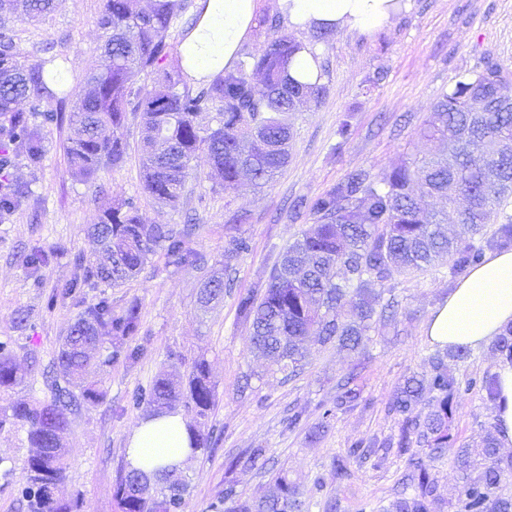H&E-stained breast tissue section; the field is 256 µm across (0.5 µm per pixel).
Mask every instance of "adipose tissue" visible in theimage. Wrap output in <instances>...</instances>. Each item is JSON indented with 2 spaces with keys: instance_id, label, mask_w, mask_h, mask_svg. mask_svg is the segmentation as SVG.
I'll list each match as a JSON object with an SVG mask.
<instances>
[{
  "instance_id": "adipose-tissue-1",
  "label": "adipose tissue",
  "mask_w": 512,
  "mask_h": 512,
  "mask_svg": "<svg viewBox=\"0 0 512 512\" xmlns=\"http://www.w3.org/2000/svg\"><path fill=\"white\" fill-rule=\"evenodd\" d=\"M204 10L182 44V65L190 77L215 76L233 67L251 32L255 0H201ZM295 25L368 32L390 21L393 0H278ZM512 325V251L485 257L458 283L428 323L431 341L479 346ZM194 435L177 412L150 414L127 436L128 469L148 473L179 468L193 455Z\"/></svg>"
}]
</instances>
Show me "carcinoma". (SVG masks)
<instances>
[{
    "label": "carcinoma",
    "instance_id": "carcinoma-1",
    "mask_svg": "<svg viewBox=\"0 0 512 512\" xmlns=\"http://www.w3.org/2000/svg\"><path fill=\"white\" fill-rule=\"evenodd\" d=\"M53 6L54 0H0V141L6 149L23 146L34 165L41 161V125L33 124L29 112L19 108L26 100L30 112H41L42 125L67 120L76 126L64 150L72 176L81 180H93L102 169L126 162L127 144L120 130L131 112L140 118L142 183L153 200L179 204L191 175L190 163L200 151L207 153L224 190H234L243 173L261 188L288 162L293 99L319 102L327 92L322 83L303 84L290 77L289 68L305 45L280 33L277 15L266 14L260 20L270 37L257 53L248 55L253 63L243 60L195 88L185 80L179 62L170 58L167 43L185 10L183 0H153L146 10L140 0H103L97 23L106 41L100 63L89 70L86 89L70 113L42 112V101L55 96L53 86L62 76L46 70V63H30L22 56L11 17L38 20ZM141 72L154 75L152 86L143 90L134 88ZM253 72L263 78L261 94L252 84ZM498 73L489 66L465 77L437 102L421 134L443 140L446 154L416 157L381 180L354 170L326 194L302 201L316 223L288 246L264 287L238 298V312L250 326L253 347L270 357L278 370L289 377L304 370L303 342L309 336L321 345L336 342L356 350L368 336L374 316L382 319L396 313L395 298L385 297L394 275L427 270L446 257L448 274L454 277L480 265L485 250L512 247V217L503 213L512 197V109L500 104ZM214 106L219 107L217 124L203 132L197 118ZM475 142L483 146L479 157L470 150ZM28 193L26 185L8 188L0 195V215L11 213ZM421 195L450 204L463 197L466 206L456 212L454 223L462 226L464 235L448 236L443 231L448 216L425 212L417 202ZM499 214L502 222L487 231V224ZM196 228L190 220L180 229L144 224L132 201L110 199L90 228L105 259L77 257L79 272L48 304L100 283L120 286L135 278L158 249L176 268L200 266L202 254L189 246ZM249 251V241L234 236L224 259L229 262ZM230 288L229 278H209L201 305L210 306ZM138 331L135 307L117 314L109 297L99 296L61 339L57 362L64 377L50 380L51 399L11 403L0 412V428L8 423L28 426V442L35 448L27 461L28 512H73L79 507L58 495L67 470L62 433L69 426V414L105 398L100 384L87 377L90 353L107 346L111 351L106 362L121 355L135 361L140 348L124 351L122 346ZM490 349L512 362V326ZM447 358L446 353L431 357L430 373L407 378L392 400L391 410L403 416L399 450L407 452L415 443L425 452L411 456L412 471L385 512H433L437 485L432 470L453 439V404L462 390L474 385L463 384L450 373ZM355 381L352 373L339 379L336 407L357 400ZM18 383L14 356L1 342L0 392ZM479 391L487 404L499 406L498 376L484 375ZM182 398L199 419L207 416L215 391L205 359L194 362L186 380L162 375L149 389L136 392L132 402L136 408L163 412ZM457 465L462 471L459 512H512V498L500 493L502 483L512 477V464L500 455L495 426L485 428L479 447L460 448ZM189 490L190 482L177 468L152 474L130 470L116 482L114 497L121 512H175ZM226 500L234 501L233 512H307L285 472L274 477L267 496L242 499L229 487L214 508Z\"/></svg>",
    "mask_w": 512,
    "mask_h": 512
}]
</instances>
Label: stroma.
<instances>
[{
  "label": "stroma",
  "instance_id": "obj_1",
  "mask_svg": "<svg viewBox=\"0 0 512 512\" xmlns=\"http://www.w3.org/2000/svg\"><path fill=\"white\" fill-rule=\"evenodd\" d=\"M101 6L102 0H55L53 11L42 19L15 21L17 43L29 60L54 61L68 76L64 99L44 100L42 109H58L61 101H74L84 89L106 39L96 23ZM282 30L315 47L328 93L321 102H304L290 113L288 164L264 188L244 178L235 191H224L212 179L202 152L192 162L180 204L155 202L142 189L136 151L140 129L133 118L121 130L131 148L126 163L103 171L95 183L68 171L63 143L69 126L43 127L45 154L39 165H31L21 147L10 150L11 164L0 181L27 184L30 195L0 217V342L8 343L24 381L0 395V403L49 399L42 374L54 370L61 337L99 294L111 299L115 311L133 303L140 308L134 339L140 357L92 367L107 397L97 407L72 414L64 434L69 469L60 493L78 498L81 512H118L113 492L126 467L127 434L145 414L133 407V393L163 374L187 376L200 358L209 364L216 391L204 429L219 445L183 466L191 488L182 512H213L212 503L228 487L241 498L260 499L281 471L309 502L310 512H321L330 498L339 502V512H379L410 470L408 455L395 448L401 423L390 402L404 378L421 371L435 349L427 329L437 306L454 289L447 263L396 276L394 320L374 324L355 354L308 341L307 365L291 378L271 372L269 360L253 349L250 327L238 314V298L265 284L288 245L313 224L308 210H296L298 201L325 194L354 169L381 178L411 158L437 152L438 143L421 138L420 130L442 93L461 76L496 66L501 92L512 98V0H401L391 20L372 32L333 29L324 41L315 40L307 26L286 21ZM345 119L351 127L343 141L337 129ZM103 188L133 201L146 224L179 228L196 217L192 246L206 264L177 269L159 251L125 284L103 292L88 289L48 307L49 296L75 272L73 255L94 249L87 229L98 221ZM234 236L251 245L249 254L233 263L236 286L220 305L201 309V285L223 272L224 248ZM52 247L56 255L40 277H33L26 254ZM354 369L360 399L354 407L335 409L336 383ZM295 415L299 424L289 425ZM495 420V410L478 389L461 393L456 443L436 470L440 502L435 512H455L458 449L478 441ZM358 445L374 448V455L350 457ZM250 448L264 449L265 467L247 462ZM31 453L24 427L0 429V512H27L23 491ZM345 455L350 474L339 480L333 461Z\"/></svg>",
  "mask_w": 512,
  "mask_h": 512
}]
</instances>
